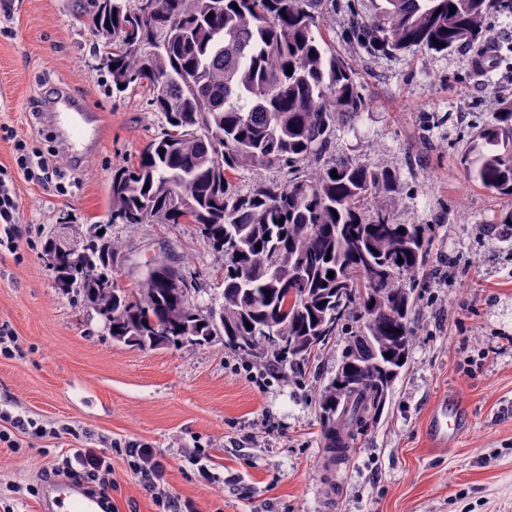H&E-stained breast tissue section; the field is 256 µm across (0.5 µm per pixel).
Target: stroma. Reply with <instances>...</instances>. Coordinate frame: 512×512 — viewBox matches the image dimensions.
<instances>
[{"label":"stroma","mask_w":512,"mask_h":512,"mask_svg":"<svg viewBox=\"0 0 512 512\" xmlns=\"http://www.w3.org/2000/svg\"><path fill=\"white\" fill-rule=\"evenodd\" d=\"M86 6L0 0V172L23 229L13 250L0 249V331L19 346L0 356V406L44 428L24 434L0 420V512H38L42 473L69 449L125 440L161 453L160 494L196 512H512V196L470 182L462 162L469 134L512 95V17L488 19L485 77L474 74L472 45L354 59L368 107L338 131L334 151L395 172L397 221L429 225L433 244L407 366L346 463L329 471L316 397L346 337L305 375L263 377L219 339L181 350L114 342L81 296L58 288L45 244L72 224L122 242L126 284L164 246L206 304L223 265L196 225L109 223L113 169L163 119L143 91L113 95ZM20 142L56 163L46 180L19 168ZM448 397L469 426L436 448L426 421ZM109 494L115 512H161L118 454Z\"/></svg>","instance_id":"stroma-1"}]
</instances>
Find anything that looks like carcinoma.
<instances>
[{
	"mask_svg": "<svg viewBox=\"0 0 512 512\" xmlns=\"http://www.w3.org/2000/svg\"><path fill=\"white\" fill-rule=\"evenodd\" d=\"M139 2L93 0L90 10L112 91H148L164 119L160 136L112 174V223L197 225L224 260L222 302L200 304L192 277L188 293L150 279L90 287L88 274L104 283L125 257L103 235L82 240L79 257L59 254L56 279L118 343L184 349L222 337L285 379L348 337L355 357L341 359L317 400L334 466L408 361L432 246L428 225L400 224L383 205L401 201L393 171L334 154L336 131L367 107L349 58L323 35L335 0H153L149 13ZM349 13L345 39L366 55L441 52L481 44L488 17L512 16V0H385L373 17ZM463 161L473 183L512 196V99L496 100ZM244 169L258 180L241 193L231 176ZM273 170L286 178L264 176Z\"/></svg>",
	"mask_w": 512,
	"mask_h": 512,
	"instance_id": "obj_1",
	"label": "carcinoma"
}]
</instances>
